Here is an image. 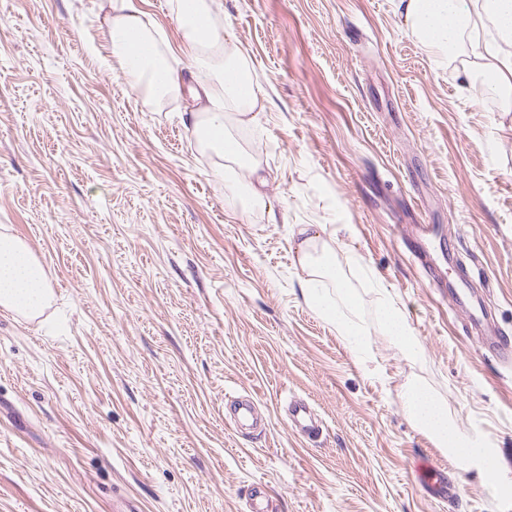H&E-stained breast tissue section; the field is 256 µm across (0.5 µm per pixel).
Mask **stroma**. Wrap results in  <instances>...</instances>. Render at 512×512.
Instances as JSON below:
<instances>
[{"label":"stroma","instance_id":"stroma-1","mask_svg":"<svg viewBox=\"0 0 512 512\" xmlns=\"http://www.w3.org/2000/svg\"><path fill=\"white\" fill-rule=\"evenodd\" d=\"M266 94L241 129L277 213L230 199L186 120L107 66L110 0H0V236L54 297L0 310V512H512V112L426 50L397 0H220ZM349 272L361 366L303 300L297 227ZM487 289L493 319L430 288ZM387 290L424 357L377 321ZM502 459L462 471L406 416L413 379ZM263 417L242 432L224 395ZM322 429L294 433L290 400ZM455 484L437 497L415 465Z\"/></svg>","mask_w":512,"mask_h":512}]
</instances>
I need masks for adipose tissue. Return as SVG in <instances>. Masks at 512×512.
I'll use <instances>...</instances> for the list:
<instances>
[{
  "label": "adipose tissue",
  "mask_w": 512,
  "mask_h": 512,
  "mask_svg": "<svg viewBox=\"0 0 512 512\" xmlns=\"http://www.w3.org/2000/svg\"><path fill=\"white\" fill-rule=\"evenodd\" d=\"M167 5L182 31L177 45L147 20L139 0H120L108 27L112 68L153 109L191 96V132L201 150L217 157L214 175L248 207H265L259 183H244L238 177L247 154L234 132L235 127L249 124V114L263 96L253 65L238 47L228 44L218 0H168ZM398 7L419 41L439 57L455 56L469 48L480 68H463L464 79L482 75L488 93L500 100L503 111L512 112V0H398ZM488 20L495 28L494 36L465 45L466 34ZM181 55L196 63L195 84L185 83L171 65ZM298 234L305 244L300 256L306 273L301 281L304 300L355 350L371 355L370 332L358 316L344 270L330 253L311 251V225H301ZM51 299L52 290L39 261L20 240L1 236L0 307L34 319ZM378 321L383 335L401 355L422 357L421 345L405 317L387 299L378 303ZM401 401L412 424L462 468L486 473L499 467L495 450L486 447L479 435L456 429L447 404L429 387L409 383Z\"/></svg>",
  "instance_id": "ef3b65f1"
}]
</instances>
